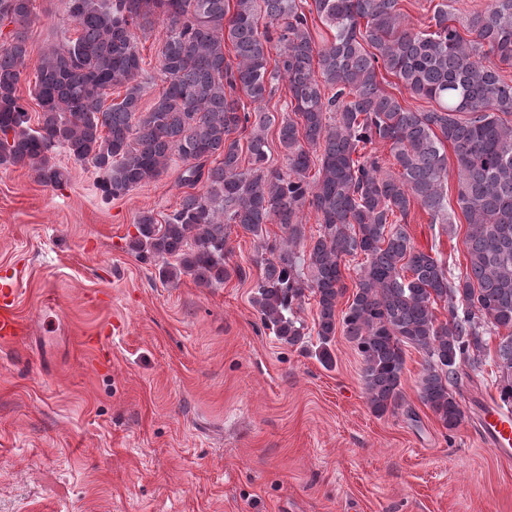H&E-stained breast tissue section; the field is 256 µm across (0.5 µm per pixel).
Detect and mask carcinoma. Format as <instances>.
<instances>
[{
	"label": "carcinoma",
	"mask_w": 512,
	"mask_h": 512,
	"mask_svg": "<svg viewBox=\"0 0 512 512\" xmlns=\"http://www.w3.org/2000/svg\"><path fill=\"white\" fill-rule=\"evenodd\" d=\"M78 36L43 59L35 81L38 125L21 104L18 86L27 53L33 0H0V165L29 168L40 183L58 187L66 175L51 164L58 149L102 174L108 198L130 192L180 160V181L204 183L187 194L165 223L137 218L133 248L176 259L200 285L245 271L228 268L224 246L231 226L261 238L253 303L264 327L294 346L303 342L297 316L306 294L318 312L313 331L319 360L333 364L337 327L364 364L371 411L382 416L401 398L403 347L427 356L419 397L449 431L463 418L455 388L464 368L475 372L485 334L504 328L495 350L502 406L512 405V0L450 25L453 5L442 0L426 28L404 23L399 0H66ZM317 18H312V14ZM164 16L161 51L168 85L152 107L139 101L143 72L135 30ZM320 21L332 40L318 44ZM8 25L13 29L3 33ZM230 47L234 60L226 59ZM435 107L414 112L386 92L381 72ZM288 82L278 140L286 169L270 164L267 129L276 116L260 107L272 82ZM125 89L106 107L111 88ZM256 105L249 111L241 96ZM249 167L241 169V135ZM390 145L397 171L368 146ZM457 163V203L467 221L466 273L449 277L443 260L415 249L407 231L418 205L432 224H451L448 154ZM319 154L318 177L308 180ZM320 221L303 279L294 247L305 237L301 213ZM284 236L263 238V225ZM365 256L352 301L341 261ZM447 304L438 321L434 305Z\"/></svg>",
	"instance_id": "1"
}]
</instances>
